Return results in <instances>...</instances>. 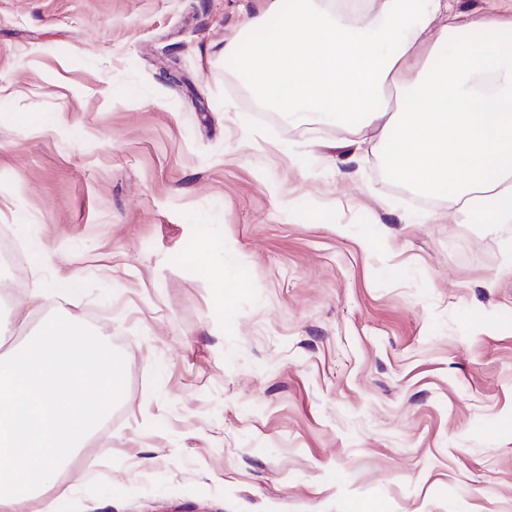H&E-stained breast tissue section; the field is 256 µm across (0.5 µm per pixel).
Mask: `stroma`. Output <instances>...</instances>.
<instances>
[{"label": "stroma", "instance_id": "stroma-1", "mask_svg": "<svg viewBox=\"0 0 512 512\" xmlns=\"http://www.w3.org/2000/svg\"><path fill=\"white\" fill-rule=\"evenodd\" d=\"M268 4L0 0L27 316L0 346L68 317L126 368L58 512H512V223L423 203L383 146L258 117L224 45ZM203 229L246 279L222 312L178 259Z\"/></svg>", "mask_w": 512, "mask_h": 512}]
</instances>
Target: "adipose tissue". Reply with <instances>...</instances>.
Returning a JSON list of instances; mask_svg holds the SVG:
<instances>
[{"mask_svg":"<svg viewBox=\"0 0 512 512\" xmlns=\"http://www.w3.org/2000/svg\"><path fill=\"white\" fill-rule=\"evenodd\" d=\"M271 0L225 59L275 111L338 124L350 144L398 146L388 169L448 211L512 223V0ZM404 90L390 110L385 86ZM124 392L120 357L74 320L0 353V512H46L74 451Z\"/></svg>","mask_w":512,"mask_h":512,"instance_id":"1","label":"adipose tissue"}]
</instances>
